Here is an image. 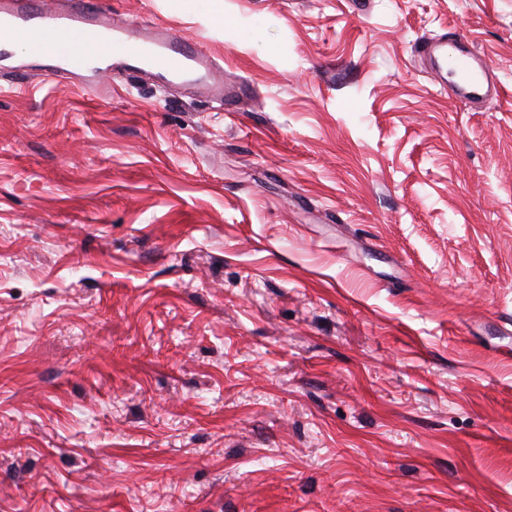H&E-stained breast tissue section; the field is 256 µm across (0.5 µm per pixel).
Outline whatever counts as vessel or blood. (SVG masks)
<instances>
[{"label": "vessel or blood", "mask_w": 512, "mask_h": 512, "mask_svg": "<svg viewBox=\"0 0 512 512\" xmlns=\"http://www.w3.org/2000/svg\"><path fill=\"white\" fill-rule=\"evenodd\" d=\"M16 48L29 58L59 63V77L146 72L172 85L190 84L235 112L241 84L215 79L217 60L196 41L168 26L145 27L104 11L99 0H0V52ZM420 52L439 60L434 79L450 95L474 102L494 83V68L475 48L440 37Z\"/></svg>", "instance_id": "vessel-or-blood-1"}]
</instances>
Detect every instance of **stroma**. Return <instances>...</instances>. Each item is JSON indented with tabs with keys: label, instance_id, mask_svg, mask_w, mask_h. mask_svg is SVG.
<instances>
[{
	"label": "stroma",
	"instance_id": "stroma-1",
	"mask_svg": "<svg viewBox=\"0 0 512 512\" xmlns=\"http://www.w3.org/2000/svg\"><path fill=\"white\" fill-rule=\"evenodd\" d=\"M103 2L249 93L0 55V512H512V0ZM459 43L467 44L470 48L463 50ZM420 53L429 60L440 59L442 66L435 71L434 79L440 86L448 90L450 95L469 102L483 99L484 88L492 85L496 96L499 88L494 84V67L482 59L474 44L460 35L448 41V37L433 39L420 46Z\"/></svg>",
	"mask_w": 512,
	"mask_h": 512
}]
</instances>
